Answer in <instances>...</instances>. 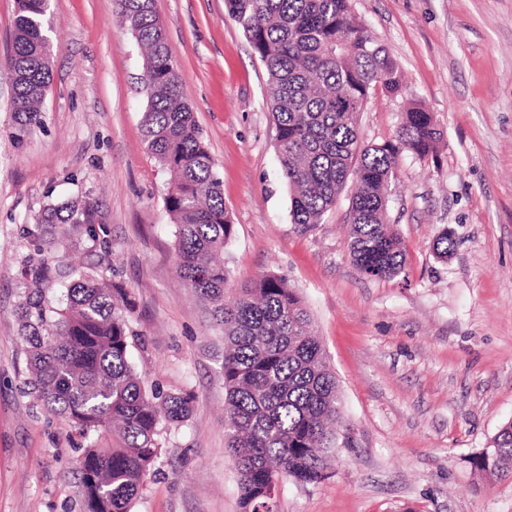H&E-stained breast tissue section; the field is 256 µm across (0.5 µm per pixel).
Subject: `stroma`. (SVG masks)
Wrapping results in <instances>:
<instances>
[{
	"label": "stroma",
	"instance_id": "35a3bbf8",
	"mask_svg": "<svg viewBox=\"0 0 512 512\" xmlns=\"http://www.w3.org/2000/svg\"><path fill=\"white\" fill-rule=\"evenodd\" d=\"M154 8L224 184L230 285L287 277L338 381L327 477L282 480L276 512H512V479L478 477L469 463L512 420V0H352L407 84L405 97L368 99L364 141L393 139L409 99L442 131L432 156L406 152L395 168L386 220L406 263L388 280L351 262L347 195L322 223L292 224L268 74L224 0ZM15 11L16 0H0V512L83 510V440L26 394L17 319L30 278L22 229L77 196L98 202L99 239L57 225L46 257L127 288L130 358L146 387L195 397L189 419L163 429L160 471L132 512H241L226 452L224 330L177 272L169 176L142 137L136 40L113 0H51V90L41 125L16 147ZM444 229L456 246L441 259L433 244Z\"/></svg>",
	"mask_w": 512,
	"mask_h": 512
}]
</instances>
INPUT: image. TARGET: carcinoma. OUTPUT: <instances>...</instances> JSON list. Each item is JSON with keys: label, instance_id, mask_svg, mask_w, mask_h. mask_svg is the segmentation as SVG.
Masks as SVG:
<instances>
[{"label": "carcinoma", "instance_id": "1", "mask_svg": "<svg viewBox=\"0 0 512 512\" xmlns=\"http://www.w3.org/2000/svg\"><path fill=\"white\" fill-rule=\"evenodd\" d=\"M225 7L268 73L291 223H321L350 181L353 264L363 276L399 275L406 250L385 222L389 187L403 153L425 158L435 151L441 131L432 113L412 104L401 112L393 139L363 142L358 119L369 97L378 90L402 95L405 82L356 18L351 0H225ZM47 10V0H18L9 58L10 139L16 147L41 124L51 88ZM115 11L144 53V142L174 175L165 206L177 227L179 277L224 328L227 453L241 509L275 512V482L326 478L340 419L336 376L312 333L304 301L286 277L269 274L252 285L229 287L224 247L235 224L153 0H115ZM100 218L97 202L66 198L44 207L26 239L40 252L55 225L84 224L94 241ZM454 247L446 231L434 244L444 259ZM72 276L58 298L36 288L25 291L18 306L29 351L27 386L48 412L87 440L76 460L85 512H131L160 468L164 425L188 418L193 396L146 390L129 361L136 304L127 289L93 269ZM470 464L482 477L511 479L512 422Z\"/></svg>", "mask_w": 512, "mask_h": 512}]
</instances>
